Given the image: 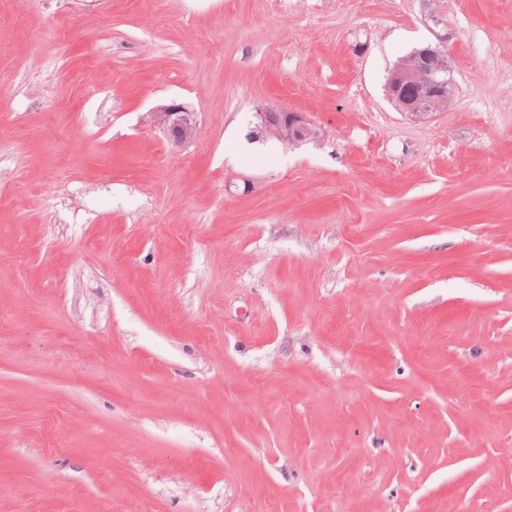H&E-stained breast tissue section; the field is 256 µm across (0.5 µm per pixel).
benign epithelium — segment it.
Here are the masks:
<instances>
[{
	"label": "benign epithelium",
	"instance_id": "obj_1",
	"mask_svg": "<svg viewBox=\"0 0 512 512\" xmlns=\"http://www.w3.org/2000/svg\"><path fill=\"white\" fill-rule=\"evenodd\" d=\"M445 54V45L428 44L391 70L386 83L387 96L403 115L421 120L447 107L453 97V86L443 76ZM255 117L257 122L252 135L257 139L273 136L298 145L317 135V130L300 112L262 107L255 112ZM151 121L179 144L192 140L196 134L195 112L181 102L157 106L151 112Z\"/></svg>",
	"mask_w": 512,
	"mask_h": 512
}]
</instances>
